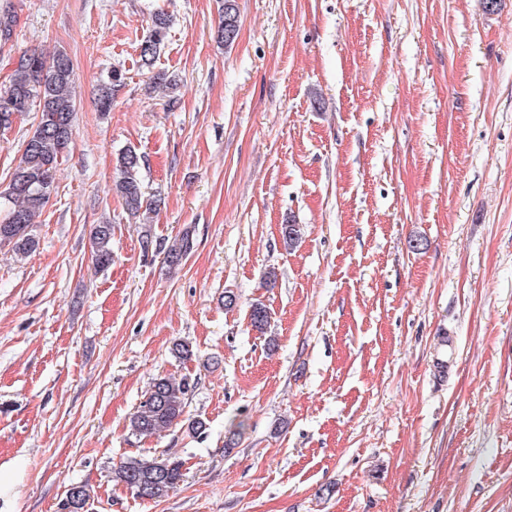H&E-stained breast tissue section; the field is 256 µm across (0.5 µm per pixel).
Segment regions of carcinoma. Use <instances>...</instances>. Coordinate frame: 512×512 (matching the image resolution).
<instances>
[{
  "label": "carcinoma",
  "mask_w": 512,
  "mask_h": 512,
  "mask_svg": "<svg viewBox=\"0 0 512 512\" xmlns=\"http://www.w3.org/2000/svg\"><path fill=\"white\" fill-rule=\"evenodd\" d=\"M220 17L217 38L229 46L239 30L237 0H221ZM15 22V4L12 0H3L0 3L1 43L12 38ZM168 28V17L154 16L150 34L140 44L142 66L153 65ZM121 79L119 71H111L108 82L101 87L100 111L111 110V87ZM74 84V68L68 56L58 54L48 59L34 51L18 59L9 87L0 93V128H10L15 114L33 108L39 114L37 126L25 141L21 158L10 176L8 188L0 192V245H7L18 254L26 255L36 247L33 220L55 191L59 165L70 148L76 111ZM142 163V156L128 147L118 154L115 164L113 185L133 218L156 211V202L146 199L142 192ZM113 231L110 223L96 224L91 230L92 259L99 269L112 264ZM192 248V237L183 234L179 243L162 249L165 262L170 266L180 265ZM249 320L253 330L261 335L267 333L269 312L263 304L251 305ZM190 390L191 385L185 379L178 381L162 374L154 377L145 399L131 416V434L153 435L185 419ZM114 478L141 498L157 499L181 482L183 462L172 456L131 458L114 469ZM89 497L86 485L72 484L66 491L64 509L84 512Z\"/></svg>",
  "instance_id": "1"
}]
</instances>
